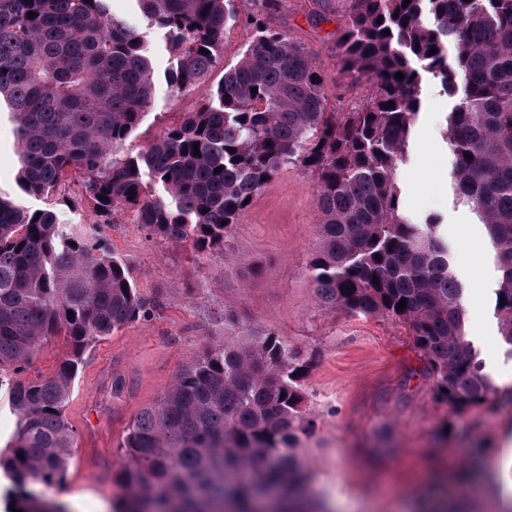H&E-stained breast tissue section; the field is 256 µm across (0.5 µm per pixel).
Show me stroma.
I'll use <instances>...</instances> for the list:
<instances>
[{
	"mask_svg": "<svg viewBox=\"0 0 512 512\" xmlns=\"http://www.w3.org/2000/svg\"><path fill=\"white\" fill-rule=\"evenodd\" d=\"M110 6L143 32L155 80L151 107L114 154L123 160L145 151L182 113L195 111L200 97L194 91L172 93V58L163 32L134 0H111ZM234 8L239 18L224 32V51L210 73L214 84L251 39L244 18L252 0H234ZM350 12L349 0H287L273 21L310 49L335 109L356 107L370 92L369 84L354 83L337 62V40ZM421 94L408 154L395 171L401 209L420 221L440 216L451 270L466 289L467 331L476 339L485 373L499 386L512 378V357L498 333L494 248L486 237L480 250H471L478 221L456 198L447 118L457 98L430 77L423 79ZM24 203L32 209L51 206L34 197ZM54 209L59 223L98 230L127 264L138 292L154 305L148 318L83 351L65 410L77 435L73 464L64 482L42 487L43 499L64 503L74 496L84 512H96L101 502L120 512L123 492L115 475L130 422L184 365L223 342L224 308L231 305L246 328L276 331L303 355L302 385L314 432L302 438L298 455L315 498L330 512H443L448 502L458 512H500L493 473H486L478 494L442 477L467 458L475 442L484 443L488 462H495L512 404L496 400L470 408L456 417L454 437L443 439L446 410L436 403L433 382L404 328L382 317L316 305L308 261L319 245L320 212L317 183L303 167L281 169L241 215L223 250L211 253L150 235L127 215L97 228L88 205ZM253 262L264 265L263 275L248 274ZM117 376L125 381L119 392L112 389Z\"/></svg>",
	"mask_w": 512,
	"mask_h": 512,
	"instance_id": "obj_1",
	"label": "stroma"
}]
</instances>
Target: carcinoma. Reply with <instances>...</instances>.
<instances>
[{"instance_id": "cac0c4a2", "label": "carcinoma", "mask_w": 512, "mask_h": 512, "mask_svg": "<svg viewBox=\"0 0 512 512\" xmlns=\"http://www.w3.org/2000/svg\"><path fill=\"white\" fill-rule=\"evenodd\" d=\"M135 2L165 34L174 91L200 92L201 105L119 162L113 151L153 100L143 33L107 0H0V109L13 122L21 194L77 207L64 188L78 176L95 224L131 213L202 253L224 249L244 201L298 163L318 187L320 244L309 261L318 306L406 327L447 409L446 433L496 397L468 338L439 218L417 223L401 211L395 170L427 74L458 96L448 115L456 194L496 245L505 304L495 309L512 357V0H351L341 63L373 90L348 112L327 109L310 51L271 25L287 0H255L252 38L216 85L208 77L233 0ZM148 313L105 239L0 195V389L18 420L0 450L1 499L21 498V512H65L31 488L63 480L71 465L65 408L80 352ZM49 336L69 337L71 356L52 376L18 379ZM302 371L294 344L272 331L207 348L129 425L116 474L123 512H262L272 495L279 512H315L295 458L313 428Z\"/></svg>"}]
</instances>
